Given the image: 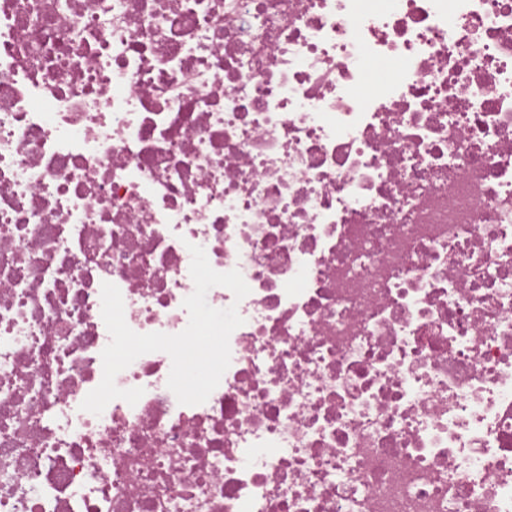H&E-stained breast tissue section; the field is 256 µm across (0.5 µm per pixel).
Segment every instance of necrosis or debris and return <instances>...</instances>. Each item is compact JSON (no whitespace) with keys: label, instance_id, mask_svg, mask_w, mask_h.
Masks as SVG:
<instances>
[{"label":"necrosis or debris","instance_id":"1","mask_svg":"<svg viewBox=\"0 0 512 512\" xmlns=\"http://www.w3.org/2000/svg\"><path fill=\"white\" fill-rule=\"evenodd\" d=\"M0 512H512V0H0Z\"/></svg>","mask_w":512,"mask_h":512}]
</instances>
